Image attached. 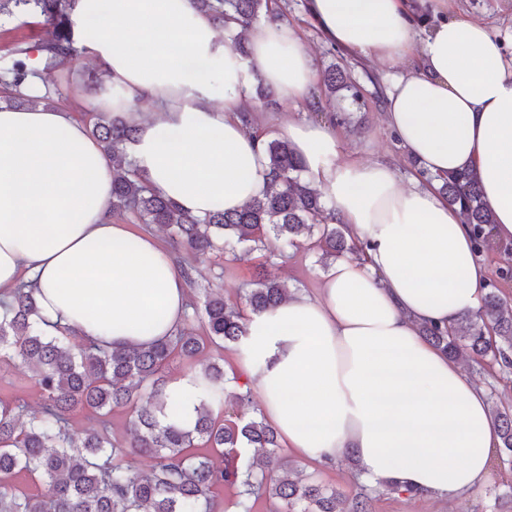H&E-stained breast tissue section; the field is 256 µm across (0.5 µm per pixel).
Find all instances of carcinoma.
<instances>
[{
    "label": "carcinoma",
    "instance_id": "carcinoma-1",
    "mask_svg": "<svg viewBox=\"0 0 512 512\" xmlns=\"http://www.w3.org/2000/svg\"><path fill=\"white\" fill-rule=\"evenodd\" d=\"M196 10L224 30L230 23L247 29L259 18L286 19L277 0H192ZM76 0H0V22L18 15L30 18L47 37L36 44L45 55L43 72L70 61L85 48L78 45L72 14ZM31 46L16 42L11 62L0 68V98L12 105H51L63 97L65 83L48 88L41 98H28ZM94 93L106 86L102 68L81 75ZM327 101L346 91L357 101L360 91L350 74L336 66L323 79ZM92 136L112 159V215H130L140 224H156L171 232L172 246L198 258L226 254L243 247L261 254L263 263L278 256L282 243L299 246L315 240L321 255L336 260L359 259L364 246L347 240L321 194L303 176V162L286 138L265 143L268 164L262 193L243 208L221 205L200 219L149 188L136 173L127 146L137 128L110 112L91 113ZM448 204L461 209L463 223L481 253L489 245L494 214L470 173L441 178ZM288 289L260 268L244 291L252 314L278 306ZM208 329L194 336L178 328L148 345L101 347L75 343L67 327L47 334L31 290L21 286L0 302V366L21 362L33 373L43 400L39 411L26 414L14 400L0 399V512H226L219 491L237 489L235 506L252 512L261 497L281 502L279 512H369L364 496L347 498L314 477H293L281 455L279 433L262 416L226 417L224 407L249 401L251 387L241 376L225 378L224 368L205 362L211 347L239 348L247 337L249 316L223 295L210 290L204 304ZM421 335L451 358L477 364L494 359L512 365V305L492 283L481 294L474 314H463L453 326L424 325ZM179 357L196 372L206 393L195 424L179 423L181 405L168 393L170 361ZM116 409L128 416L125 436H109L108 415ZM86 411L101 418V427L75 432L70 415ZM500 448L512 454V410L492 406ZM133 457H150L148 472H136ZM26 473L43 486L38 494L16 488Z\"/></svg>",
    "mask_w": 512,
    "mask_h": 512
}]
</instances>
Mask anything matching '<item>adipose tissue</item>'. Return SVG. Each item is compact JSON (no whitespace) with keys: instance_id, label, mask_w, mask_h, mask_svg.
<instances>
[{"instance_id":"1","label":"adipose tissue","mask_w":512,"mask_h":512,"mask_svg":"<svg viewBox=\"0 0 512 512\" xmlns=\"http://www.w3.org/2000/svg\"><path fill=\"white\" fill-rule=\"evenodd\" d=\"M108 2L86 54L138 133L140 177L183 211L242 208L264 189L267 155L243 125L255 83L307 99L316 68L298 26L251 27L247 55L191 0H77V24ZM437 21L418 29L414 13ZM328 42L404 71L384 120L434 177L468 170L512 245V57L505 40L456 0H306ZM151 104L148 112L140 104ZM310 180L364 260H341L316 296L291 294L252 316L241 366L286 448L324 465L351 457L368 483L395 479L442 500L482 485L499 443L488 396L419 333L476 312L488 275L468 225L438 183L402 186L392 164L339 161L325 123L283 120ZM112 161L89 128L58 107L0 103V295L22 280L50 320L87 343L145 344L179 325L187 288L148 233L112 219Z\"/></svg>"}]
</instances>
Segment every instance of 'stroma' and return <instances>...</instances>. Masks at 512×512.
<instances>
[{"label": "stroma", "mask_w": 512, "mask_h": 512, "mask_svg": "<svg viewBox=\"0 0 512 512\" xmlns=\"http://www.w3.org/2000/svg\"><path fill=\"white\" fill-rule=\"evenodd\" d=\"M305 0H290L288 19L299 24L304 32L308 47L315 59L317 71H325L336 63L347 69L363 91L364 106L352 105L350 99L339 98L329 107L315 108L309 103L289 105L280 100L277 108L258 113V120L267 125L269 136L282 135L280 118L285 111H293L295 117L308 122L332 121L334 113L346 112L351 122L339 126L341 155L351 160H383L393 164L402 185H409L416 171V164L399 145L392 131L384 121V105L374 99L379 91H386L392 78L401 73V66L383 67L375 61H364L356 55L339 49L328 54V42L319 30L307 19ZM459 10L466 16L479 19L489 25L492 32L512 36V9L505 7L503 0H459ZM318 250L303 245L288 248L285 257L270 266L272 276L284 282L293 292L315 295L325 268L319 261ZM174 258L181 265H195L200 290L196 302H203V289L220 290L225 301L236 303L240 300V288L251 278L258 262L256 253L237 249L226 257H213L203 262H194L190 255L175 252ZM0 398L19 401L29 411H37L42 403L41 395L30 372L24 366L0 372ZM306 473L319 481L334 486L346 496H353L360 490L357 478L358 467L350 459L340 460L331 466L305 461ZM371 512H512V458L500 451H493L488 479L480 487L466 492L456 500L448 502L431 494L410 497L407 495H386L373 490Z\"/></svg>", "instance_id": "1"}]
</instances>
